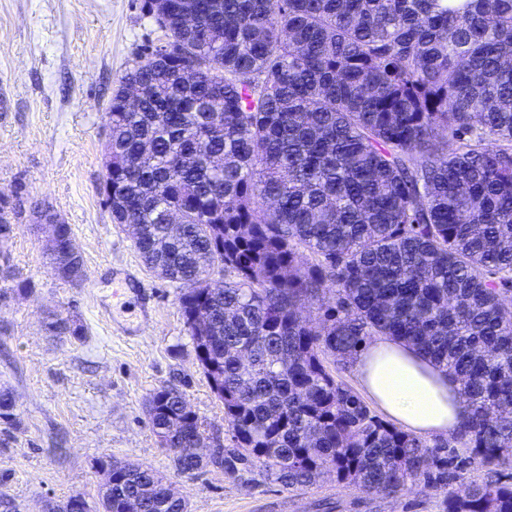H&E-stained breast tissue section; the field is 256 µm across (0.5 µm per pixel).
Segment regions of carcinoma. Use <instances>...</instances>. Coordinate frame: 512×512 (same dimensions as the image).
I'll return each instance as SVG.
<instances>
[{
	"label": "carcinoma",
	"mask_w": 512,
	"mask_h": 512,
	"mask_svg": "<svg viewBox=\"0 0 512 512\" xmlns=\"http://www.w3.org/2000/svg\"><path fill=\"white\" fill-rule=\"evenodd\" d=\"M143 0L160 45L107 115L112 223L179 304L224 406V471L260 467L395 496L443 489V512H512V0ZM136 86L129 97L125 87ZM18 211L0 197V244ZM60 246L83 270L70 225ZM224 268V287L209 284ZM335 287L325 298L327 285ZM316 303L314 322L301 305ZM209 323L196 330L194 314ZM54 336H79L68 318ZM416 348L459 384L463 415L428 442L372 414L330 363L367 338ZM251 350L247 369L239 349ZM147 416L176 468L204 466V421L161 387ZM95 506L188 512L148 466L110 457ZM488 471L465 482L460 472Z\"/></svg>",
	"instance_id": "1"
}]
</instances>
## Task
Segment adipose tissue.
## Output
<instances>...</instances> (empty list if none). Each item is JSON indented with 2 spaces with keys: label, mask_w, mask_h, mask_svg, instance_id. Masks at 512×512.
<instances>
[{
  "label": "adipose tissue",
  "mask_w": 512,
  "mask_h": 512,
  "mask_svg": "<svg viewBox=\"0 0 512 512\" xmlns=\"http://www.w3.org/2000/svg\"><path fill=\"white\" fill-rule=\"evenodd\" d=\"M364 391L391 420L413 433H451L463 413L458 385L405 342L380 337L356 357Z\"/></svg>",
  "instance_id": "obj_1"
}]
</instances>
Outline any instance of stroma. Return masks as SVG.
<instances>
[{
    "instance_id": "stroma-1",
    "label": "stroma",
    "mask_w": 512,
    "mask_h": 512,
    "mask_svg": "<svg viewBox=\"0 0 512 512\" xmlns=\"http://www.w3.org/2000/svg\"><path fill=\"white\" fill-rule=\"evenodd\" d=\"M159 36L142 0H0V193L21 211L0 277V389L16 400L0 418V512L76 493L96 502L94 463L107 456L158 471L189 512H442L436 489L388 497L326 478L290 490L258 468L183 474L159 447L146 407L162 386L183 392L207 431L227 429L184 325L183 286L144 265L102 201L112 93ZM36 203L70 224L81 281L52 272ZM58 315L81 336L51 335Z\"/></svg>"
}]
</instances>
